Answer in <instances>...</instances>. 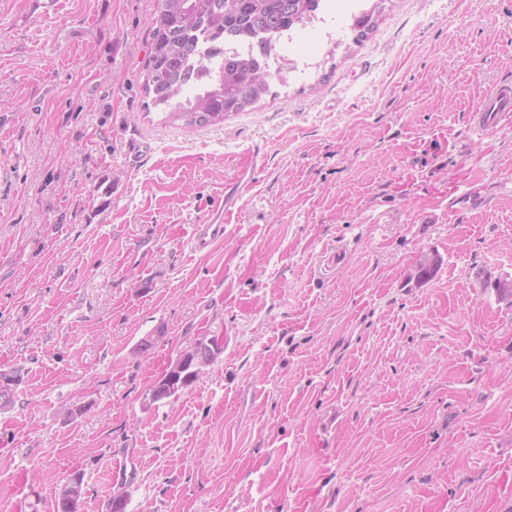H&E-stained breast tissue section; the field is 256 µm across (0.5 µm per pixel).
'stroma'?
<instances>
[{
    "instance_id": "35a3bbf8",
    "label": "stroma",
    "mask_w": 512,
    "mask_h": 512,
    "mask_svg": "<svg viewBox=\"0 0 512 512\" xmlns=\"http://www.w3.org/2000/svg\"><path fill=\"white\" fill-rule=\"evenodd\" d=\"M358 7L365 39L331 0L301 68L190 129L143 89L155 0H0V512L74 471L81 512H512V120L471 125L512 0ZM223 237L224 224H199L185 245L197 253L208 252L213 243ZM188 372L184 371L180 374H178L177 378L175 379L174 383H171L170 386H164L163 385V379L164 376L156 382V384L152 387V389L149 391V393L146 395V398L150 396V394H153V403L168 399L174 395H176L180 390L183 388L188 387L191 385L198 376H195L194 378H190L189 376L184 375Z\"/></svg>"
}]
</instances>
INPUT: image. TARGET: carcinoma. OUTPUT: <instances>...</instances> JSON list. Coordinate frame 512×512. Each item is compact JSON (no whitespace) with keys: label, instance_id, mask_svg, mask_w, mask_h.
<instances>
[{"label":"carcinoma","instance_id":"obj_1","mask_svg":"<svg viewBox=\"0 0 512 512\" xmlns=\"http://www.w3.org/2000/svg\"><path fill=\"white\" fill-rule=\"evenodd\" d=\"M321 0H156L144 90L168 119L188 127L244 112L268 91L277 40L316 18ZM373 13L354 18L356 41L374 28ZM20 375L0 370V409L12 406ZM194 379L157 381L153 401L176 395Z\"/></svg>","mask_w":512,"mask_h":512}]
</instances>
